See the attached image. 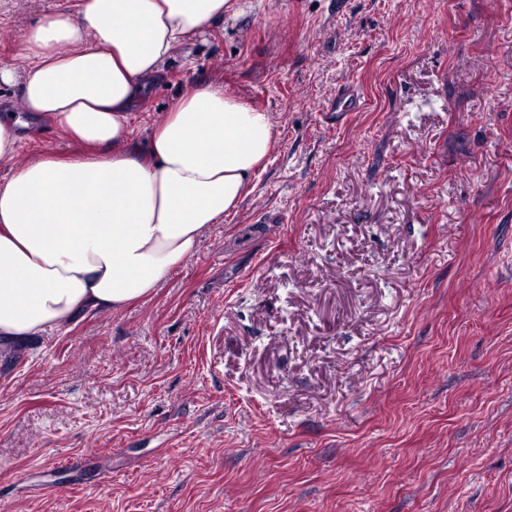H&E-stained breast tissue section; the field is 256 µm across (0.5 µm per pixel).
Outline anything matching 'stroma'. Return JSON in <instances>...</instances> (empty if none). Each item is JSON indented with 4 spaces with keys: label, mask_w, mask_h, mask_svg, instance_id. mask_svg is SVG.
Returning <instances> with one entry per match:
<instances>
[{
    "label": "stroma",
    "mask_w": 512,
    "mask_h": 512,
    "mask_svg": "<svg viewBox=\"0 0 512 512\" xmlns=\"http://www.w3.org/2000/svg\"><path fill=\"white\" fill-rule=\"evenodd\" d=\"M240 5L134 137L205 77L278 146L149 296L0 353V512H512V0Z\"/></svg>",
    "instance_id": "obj_1"
}]
</instances>
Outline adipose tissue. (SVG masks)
Instances as JSON below:
<instances>
[{
    "label": "adipose tissue",
    "mask_w": 512,
    "mask_h": 512,
    "mask_svg": "<svg viewBox=\"0 0 512 512\" xmlns=\"http://www.w3.org/2000/svg\"><path fill=\"white\" fill-rule=\"evenodd\" d=\"M236 0H79L24 32L28 116L0 102V344L138 301L236 212L277 144L273 115L201 79L144 144L133 121L180 46L222 26ZM44 123L85 153L16 157Z\"/></svg>",
    "instance_id": "1"
}]
</instances>
